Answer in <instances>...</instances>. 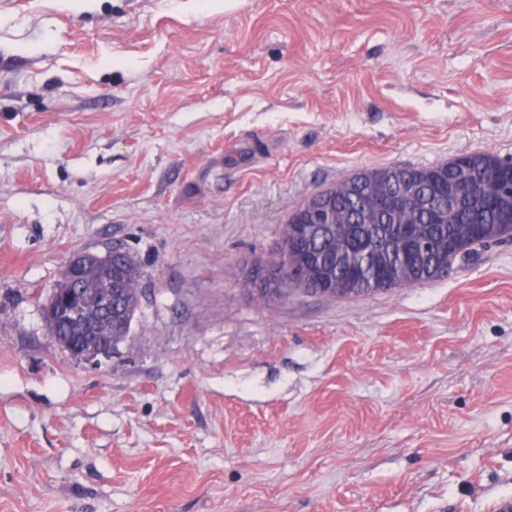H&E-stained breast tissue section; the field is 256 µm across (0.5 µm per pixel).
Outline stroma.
<instances>
[{"mask_svg": "<svg viewBox=\"0 0 512 512\" xmlns=\"http://www.w3.org/2000/svg\"><path fill=\"white\" fill-rule=\"evenodd\" d=\"M512 161V0H0V512H501L512 238L371 296L253 299L312 195ZM147 298L99 366L72 258ZM117 274L126 288H122L118 283L116 288L120 289L119 294L113 296L112 308V290L109 293H102L112 285L113 274ZM143 271L138 262L130 255L129 252H123L120 262L116 267L99 262L88 261L82 265L78 277L72 282H58V288L52 292V302L46 313V324L49 334L54 330V341L59 344L80 343L93 348L101 346L100 335L81 336L72 326L70 319L65 315L64 311H55V319L52 312V305L58 304L62 300L63 304L68 306V315L71 320L80 326L84 331L91 332L96 326L100 317L112 310V321L102 323L100 331L106 336H110V343L114 349L128 335L132 320L142 306L143 300L146 299V288H143ZM70 291L64 293L60 291ZM64 288V289H62ZM81 290L88 295L77 294L75 297L73 292ZM73 291V292H72ZM98 294V295H96ZM56 320V324H55ZM109 343V344H110ZM82 349L67 345V350L76 359L84 361L90 365H97L98 356H106L103 349Z\"/></svg>", "mask_w": 512, "mask_h": 512, "instance_id": "obj_1", "label": "stroma"}]
</instances>
